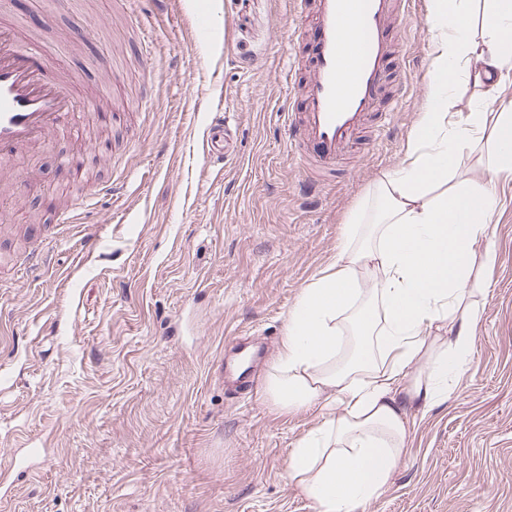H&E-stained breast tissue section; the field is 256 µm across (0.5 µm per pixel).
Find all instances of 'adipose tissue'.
Here are the masks:
<instances>
[{
    "instance_id": "ef3b65f1",
    "label": "adipose tissue",
    "mask_w": 512,
    "mask_h": 512,
    "mask_svg": "<svg viewBox=\"0 0 512 512\" xmlns=\"http://www.w3.org/2000/svg\"><path fill=\"white\" fill-rule=\"evenodd\" d=\"M431 64L399 167L342 231L336 260L304 288L263 390L283 413L320 407L289 470L318 512H361L406 454L414 412L448 400L480 309L469 284L496 210L488 178L512 171V0H429ZM483 88L461 106L459 79ZM479 151V171L462 175Z\"/></svg>"
}]
</instances>
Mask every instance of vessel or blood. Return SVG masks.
<instances>
[{"instance_id": "obj_1", "label": "vessel or blood", "mask_w": 512, "mask_h": 512, "mask_svg": "<svg viewBox=\"0 0 512 512\" xmlns=\"http://www.w3.org/2000/svg\"><path fill=\"white\" fill-rule=\"evenodd\" d=\"M303 15L298 36L305 61L290 60L282 74L298 93L281 119L297 161L324 171L367 128L388 123L380 111L387 72L402 49L400 22L415 0H295ZM50 58L36 45L19 42L13 27L0 25V165L59 128L70 111L73 82L50 78ZM234 133L212 120L202 144L210 160L223 159Z\"/></svg>"}]
</instances>
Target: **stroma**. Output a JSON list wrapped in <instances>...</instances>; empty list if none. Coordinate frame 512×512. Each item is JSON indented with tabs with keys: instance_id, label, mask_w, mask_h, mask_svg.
I'll use <instances>...</instances> for the list:
<instances>
[{
	"instance_id": "stroma-1",
	"label": "stroma",
	"mask_w": 512,
	"mask_h": 512,
	"mask_svg": "<svg viewBox=\"0 0 512 512\" xmlns=\"http://www.w3.org/2000/svg\"><path fill=\"white\" fill-rule=\"evenodd\" d=\"M289 0H5L0 21L40 39L78 79L74 135L52 134L0 175V512H316L289 474L318 409L280 413L263 392L225 393L232 337L275 354L303 288L341 230L396 169L429 76L426 8L402 34L396 101L377 141L335 176L293 161L277 114ZM211 18L196 39L199 16ZM153 46L145 65L144 43ZM236 131L223 162L201 143ZM96 136L101 151L86 152ZM83 156L82 181L59 160ZM123 174L79 223L62 202ZM495 266L472 291L474 346L446 404L415 417L407 454L366 512H512V172L495 180ZM53 246L17 284L18 261ZM234 136L233 130L224 119L212 120L208 137L202 144V155L209 160H223Z\"/></svg>"
}]
</instances>
